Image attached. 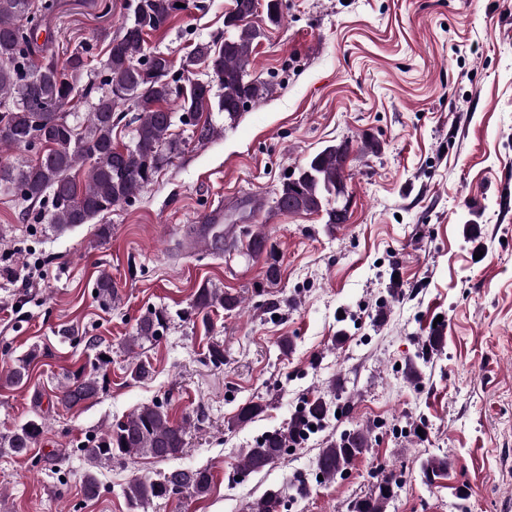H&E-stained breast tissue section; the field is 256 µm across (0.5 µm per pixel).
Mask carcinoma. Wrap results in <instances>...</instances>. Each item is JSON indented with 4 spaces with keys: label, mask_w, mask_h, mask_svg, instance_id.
<instances>
[{
    "label": "carcinoma",
    "mask_w": 512,
    "mask_h": 512,
    "mask_svg": "<svg viewBox=\"0 0 512 512\" xmlns=\"http://www.w3.org/2000/svg\"><path fill=\"white\" fill-rule=\"evenodd\" d=\"M179 0H134L130 17L117 36L105 32L108 52L101 62L106 78L100 86L80 87L81 77L94 61L92 47L73 50L60 62L54 57L35 60L40 47L34 41L39 21L32 0H0V152L24 148L37 154L33 164H0V190L20 196L25 202L48 203L35 213L54 231L88 224L112 208L128 204L142 187L174 158L182 154L186 142L173 134L175 122L191 127L192 138L200 144L218 134L203 111L224 113L234 123L250 103L271 93V84L250 77V57L261 32L251 24L257 0H234L224 15L222 40L199 41L190 61L204 64L206 79L176 76L169 55L147 48V37L170 22L179 10ZM91 103L81 114L70 111L74 99ZM130 103L135 116L132 141L118 146L113 129L122 121L121 106ZM353 152L350 141L329 145L309 155L283 183L276 196L275 210L282 214L322 213L334 226L347 222V209L339 204L346 197L347 162ZM246 255L265 257L264 279L274 284L280 266L273 246L262 232L247 233ZM238 296L203 285L194 294L197 313L207 316L213 308L233 311ZM162 310L142 316L135 334L128 338L130 353L146 342H156L167 326ZM37 357L31 350L19 357L5 373L7 382L27 381L29 368ZM102 389L99 376L80 371L69 376L57 403L73 407L92 399ZM265 407L249 403L239 410L233 423L253 421ZM339 406L318 396L307 400L296 411L288 426L265 432L249 448L241 449L237 468L243 475L264 470L299 441L322 428L336 415ZM43 419H29L0 440L15 456L26 455L43 434ZM188 421L173 422L164 403L144 404L113 424L99 437L78 449L88 468L83 479L84 494L98 496L100 484L92 468L116 457L148 456L158 460L183 453ZM370 428L343 431L339 438L325 443L316 459L317 474L330 482L344 477L352 463L368 450ZM448 469V456L432 455L421 466L430 482ZM213 475L206 467L176 468L157 480L135 478L124 489L133 512L166 500L174 494H207ZM399 484L389 475L376 477L370 494L352 501L349 512H387ZM283 489L273 487L249 512H277Z\"/></svg>",
    "instance_id": "carcinoma-1"
}]
</instances>
